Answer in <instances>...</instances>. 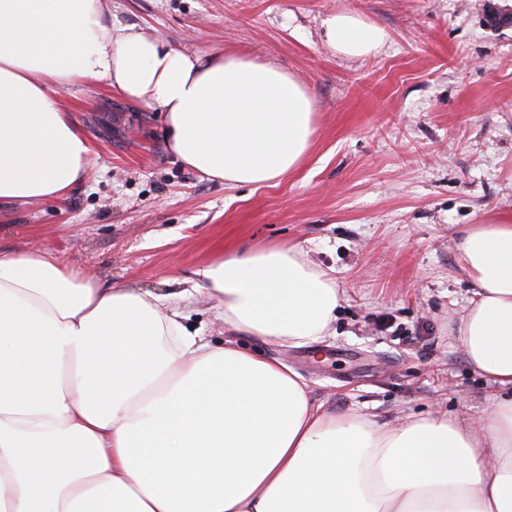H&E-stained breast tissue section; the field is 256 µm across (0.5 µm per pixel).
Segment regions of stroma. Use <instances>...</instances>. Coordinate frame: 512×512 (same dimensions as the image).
<instances>
[{"instance_id": "stroma-1", "label": "stroma", "mask_w": 512, "mask_h": 512, "mask_svg": "<svg viewBox=\"0 0 512 512\" xmlns=\"http://www.w3.org/2000/svg\"><path fill=\"white\" fill-rule=\"evenodd\" d=\"M183 52L275 63L311 94L316 133L278 182L231 188L169 153L159 112L104 80L62 90L91 144V176L57 202L0 206V246L59 251L79 273L177 295L242 248L299 245L347 299L320 345L238 342L286 360L313 400L396 423L472 422L494 386L458 336L472 287L456 231L512 215V0H107ZM352 11L383 27L379 52L332 51L323 21Z\"/></svg>"}]
</instances>
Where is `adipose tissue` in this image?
<instances>
[{
	"label": "adipose tissue",
	"instance_id": "obj_1",
	"mask_svg": "<svg viewBox=\"0 0 512 512\" xmlns=\"http://www.w3.org/2000/svg\"><path fill=\"white\" fill-rule=\"evenodd\" d=\"M103 2L0 0V202L87 179L88 138L57 96L81 79L162 112L168 150L207 179L259 187L300 165L315 110L298 78L113 27ZM324 35L352 58L387 40L353 12ZM458 259L474 289L460 340L499 393L473 426L387 425L326 409L235 340L330 336L344 292L301 248L237 251L172 298L0 247V512H512V216L464 225ZM197 298L231 340L189 329L179 303Z\"/></svg>",
	"mask_w": 512,
	"mask_h": 512
}]
</instances>
